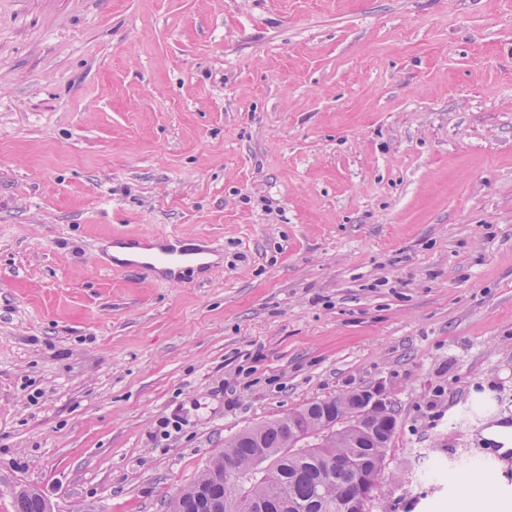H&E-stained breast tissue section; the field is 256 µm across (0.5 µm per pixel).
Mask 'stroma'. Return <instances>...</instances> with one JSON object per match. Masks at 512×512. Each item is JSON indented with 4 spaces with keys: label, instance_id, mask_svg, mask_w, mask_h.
I'll use <instances>...</instances> for the list:
<instances>
[{
    "label": "stroma",
    "instance_id": "35a3bbf8",
    "mask_svg": "<svg viewBox=\"0 0 512 512\" xmlns=\"http://www.w3.org/2000/svg\"><path fill=\"white\" fill-rule=\"evenodd\" d=\"M115 235L222 253L151 281ZM379 385L369 512L512 503V0H0V512H169ZM495 505L491 503L482 485H467L460 498L451 505L448 511L452 512H488L493 511Z\"/></svg>",
    "mask_w": 512,
    "mask_h": 512
}]
</instances>
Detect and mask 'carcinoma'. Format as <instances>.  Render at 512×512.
<instances>
[{
	"label": "carcinoma",
	"mask_w": 512,
	"mask_h": 512,
	"mask_svg": "<svg viewBox=\"0 0 512 512\" xmlns=\"http://www.w3.org/2000/svg\"><path fill=\"white\" fill-rule=\"evenodd\" d=\"M391 423L389 434L377 445L363 436L359 446L351 448L343 440H334L325 448H298L283 455L281 448L288 434V421L263 422L245 429L224 442V452L170 503V512H197L196 491L212 483L224 472V460L235 464L242 479L249 482L243 490L249 501L269 505L285 498L293 505L289 512H338L337 504L349 489L350 477L329 471L330 461L338 455L354 456L380 471L386 451L395 434L396 411L386 414ZM265 454L278 461V469L265 473L254 467L256 458ZM48 503L36 492L23 490L15 499L16 512H47Z\"/></svg>",
	"instance_id": "obj_1"
}]
</instances>
